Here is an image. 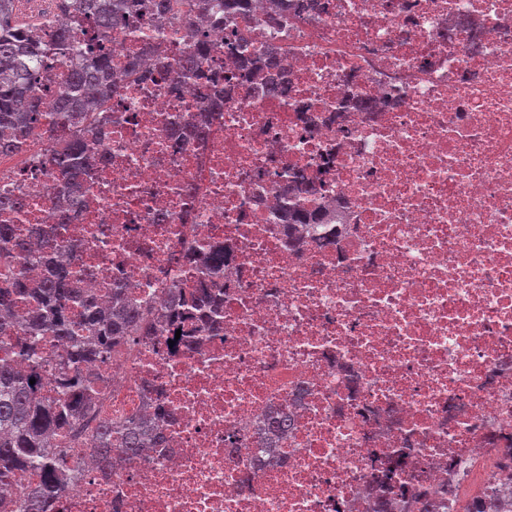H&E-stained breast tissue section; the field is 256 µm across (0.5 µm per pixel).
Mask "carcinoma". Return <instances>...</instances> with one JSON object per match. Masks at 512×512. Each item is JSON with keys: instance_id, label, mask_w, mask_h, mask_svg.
I'll return each instance as SVG.
<instances>
[{"instance_id": "1", "label": "carcinoma", "mask_w": 512, "mask_h": 512, "mask_svg": "<svg viewBox=\"0 0 512 512\" xmlns=\"http://www.w3.org/2000/svg\"><path fill=\"white\" fill-rule=\"evenodd\" d=\"M18 0H0V154L10 155L23 149L34 137L52 143L44 164L59 179L60 191L69 208L82 197L79 177L90 170L93 146L102 125L100 111L117 92L120 80L112 72L113 48L106 39L80 40L53 20L32 23L17 9ZM142 0H59L62 14L83 17L99 32L107 33L134 15ZM251 0H194L190 11L203 17L219 14L227 21L245 16ZM186 36L193 51L179 66L184 71L205 76L203 66L213 47L196 21L185 22ZM65 55L74 61L66 86L59 93L56 111L45 112L39 86L41 70ZM288 227L316 232L318 223L312 213L295 202L288 207ZM29 252L28 244L16 238L10 224L0 223V259ZM72 257L53 241L44 244L39 261L46 275L33 287L17 274L0 286V333L15 331L14 306L34 298V306L24 324V336L13 355L26 363L21 369L11 362L0 363V488L12 485L13 473L30 469L39 473V482L26 490L27 512H48L52 502L66 490L69 460L49 447L52 436L69 431L82 416L91 400V381L83 376L86 363L105 361L113 344L135 336H150L152 325L143 322L135 303L119 288L113 292L108 310L90 301L75 286ZM80 310L79 317L72 315ZM59 336L69 350L57 367L59 380L54 395L41 397L45 388L42 338ZM35 383H30V380ZM291 426L289 416L270 412L262 429L265 447L276 452ZM120 455L142 460L161 444L151 418L127 421L119 431ZM488 494L464 505L474 512H512V490L507 483H491Z\"/></svg>"}]
</instances>
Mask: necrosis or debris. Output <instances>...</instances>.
<instances>
[{
    "instance_id": "necrosis-or-debris-1",
    "label": "necrosis or debris",
    "mask_w": 512,
    "mask_h": 512,
    "mask_svg": "<svg viewBox=\"0 0 512 512\" xmlns=\"http://www.w3.org/2000/svg\"><path fill=\"white\" fill-rule=\"evenodd\" d=\"M252 0L239 26L277 54L267 90L225 28L199 25L222 76L204 137L190 75L125 79L105 108L82 206L61 212L45 141L0 158V212L37 245L50 229L98 304L127 289L155 336L91 362L95 395L55 448L81 460L58 512H448L512 465V0H318L270 23ZM112 67L190 51L179 20L141 8L112 32ZM311 210L336 201V244L288 242L284 171ZM223 247L220 279L194 249ZM219 293L221 313L182 308L172 286ZM294 425L269 462L259 428ZM154 417L141 463L94 457L103 423Z\"/></svg>"
}]
</instances>
